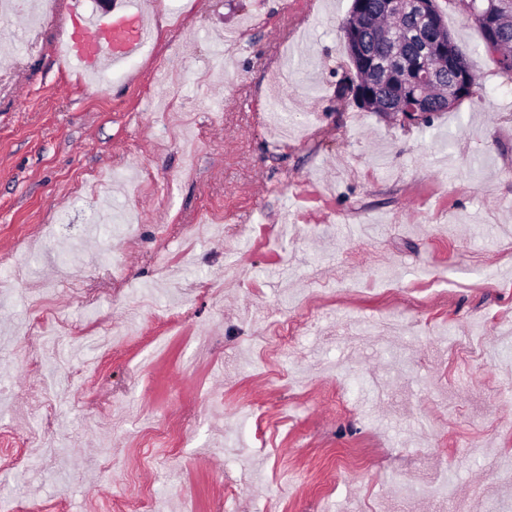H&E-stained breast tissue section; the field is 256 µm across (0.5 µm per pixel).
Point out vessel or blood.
I'll return each mask as SVG.
<instances>
[{"mask_svg":"<svg viewBox=\"0 0 512 512\" xmlns=\"http://www.w3.org/2000/svg\"><path fill=\"white\" fill-rule=\"evenodd\" d=\"M70 8L81 15L83 34L68 38L65 54L81 70L94 74L141 56L150 28L139 0H127L124 10L109 24L86 11L84 0H71Z\"/></svg>","mask_w":512,"mask_h":512,"instance_id":"b4317fda","label":"vessel or blood"}]
</instances>
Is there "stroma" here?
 <instances>
[{
	"mask_svg": "<svg viewBox=\"0 0 512 512\" xmlns=\"http://www.w3.org/2000/svg\"><path fill=\"white\" fill-rule=\"evenodd\" d=\"M350 5L144 0L154 53L97 82L56 51L67 10L9 42L0 512H110L130 481L163 512H512V78L438 0L481 100L428 128L362 110L338 91ZM219 32L239 40L217 75ZM272 112L308 136L277 145ZM206 201L222 235L185 237ZM56 314L121 341H57L55 379L90 371L19 450L12 419L43 386L19 339ZM285 319L305 333L289 350L271 339Z\"/></svg>",
	"mask_w": 512,
	"mask_h": 512,
	"instance_id": "obj_1",
	"label": "stroma"
}]
</instances>
